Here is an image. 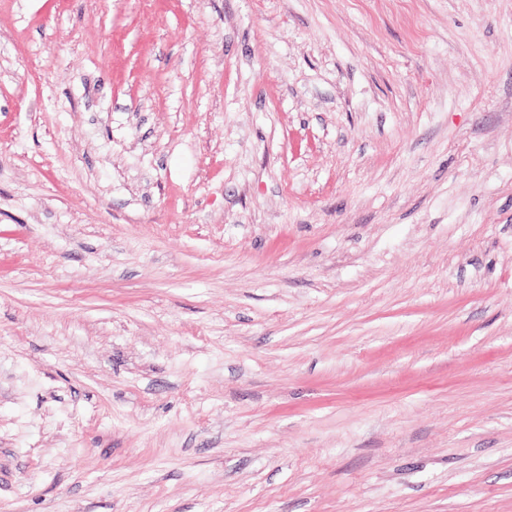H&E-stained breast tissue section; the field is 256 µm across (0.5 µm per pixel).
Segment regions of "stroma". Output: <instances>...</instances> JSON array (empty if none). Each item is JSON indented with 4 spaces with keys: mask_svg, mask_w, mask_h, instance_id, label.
Listing matches in <instances>:
<instances>
[{
    "mask_svg": "<svg viewBox=\"0 0 512 512\" xmlns=\"http://www.w3.org/2000/svg\"><path fill=\"white\" fill-rule=\"evenodd\" d=\"M0 512H512V0H0Z\"/></svg>",
    "mask_w": 512,
    "mask_h": 512,
    "instance_id": "stroma-1",
    "label": "stroma"
}]
</instances>
